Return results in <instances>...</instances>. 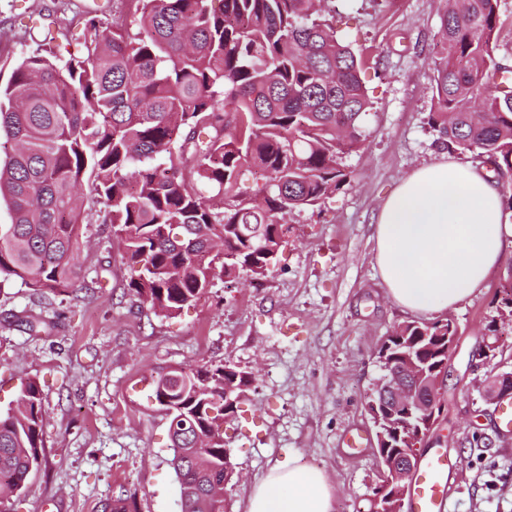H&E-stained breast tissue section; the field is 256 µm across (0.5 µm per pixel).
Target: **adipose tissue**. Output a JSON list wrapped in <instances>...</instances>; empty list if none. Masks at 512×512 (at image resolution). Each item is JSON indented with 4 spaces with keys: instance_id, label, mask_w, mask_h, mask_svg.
Wrapping results in <instances>:
<instances>
[{
    "instance_id": "obj_1",
    "label": "adipose tissue",
    "mask_w": 512,
    "mask_h": 512,
    "mask_svg": "<svg viewBox=\"0 0 512 512\" xmlns=\"http://www.w3.org/2000/svg\"><path fill=\"white\" fill-rule=\"evenodd\" d=\"M510 239L497 187L476 167L445 157L403 179L375 226L389 296L422 317L481 293ZM332 500L321 471L276 467L255 485L248 512H332Z\"/></svg>"
}]
</instances>
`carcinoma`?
<instances>
[{
    "instance_id": "cac0c4a2",
    "label": "carcinoma",
    "mask_w": 512,
    "mask_h": 512,
    "mask_svg": "<svg viewBox=\"0 0 512 512\" xmlns=\"http://www.w3.org/2000/svg\"><path fill=\"white\" fill-rule=\"evenodd\" d=\"M91 0L78 27L83 51L62 61L53 47L13 67L0 86V276L33 296L89 288L78 271L83 218L78 187L105 205L128 288L172 317L217 278L266 277L268 256L288 245V214L315 207L349 184L344 156L361 146L369 101L361 58L321 18L322 0ZM500 0H445L429 66L428 124L452 152L486 158L512 176V87L494 35ZM247 169L262 173L251 190ZM218 189L219 202L197 185ZM450 319L408 322L398 335L434 366L446 359ZM158 373L153 397L169 417L181 512H224L212 490L224 481V433L209 417L224 379H252L230 363ZM46 425L40 384L22 383L0 414V512L38 467Z\"/></svg>"
}]
</instances>
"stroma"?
<instances>
[{"label": "stroma", "mask_w": 512, "mask_h": 512, "mask_svg": "<svg viewBox=\"0 0 512 512\" xmlns=\"http://www.w3.org/2000/svg\"><path fill=\"white\" fill-rule=\"evenodd\" d=\"M52 0H0V84L39 49ZM444 0H328L337 37L361 54L370 107L362 144L345 155L349 185L319 206L293 212L278 266L262 281H214L172 317L140 307L126 285L102 204L84 199L82 272L100 281L89 296L40 299L0 278V413L20 384L37 379L46 425L44 459L14 512H107L119 491L129 512H180L169 419L151 396L152 378L177 366L230 363L252 373L224 430L234 474L226 512H247L255 482L276 465L323 471L333 512H369L381 472L366 397L382 375L374 353L413 316L387 294L375 260L381 205L441 148L427 124L426 63ZM512 282V242L482 293L446 310L459 327L441 389L444 411L429 448L461 456L446 512H512V436H499L485 383L512 372V326L497 316ZM49 322L27 330L26 319ZM489 357L479 358L486 344ZM358 431L362 447L346 438Z\"/></svg>", "instance_id": "35a3bbf8"}]
</instances>
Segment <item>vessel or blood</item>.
I'll return each mask as SVG.
<instances>
[{"instance_id": "vessel-or-blood-1", "label": "vessel or blood", "mask_w": 512, "mask_h": 512, "mask_svg": "<svg viewBox=\"0 0 512 512\" xmlns=\"http://www.w3.org/2000/svg\"><path fill=\"white\" fill-rule=\"evenodd\" d=\"M458 468L457 459L447 449H429L407 490V512H445Z\"/></svg>"}]
</instances>
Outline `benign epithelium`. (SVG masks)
I'll return each instance as SVG.
<instances>
[{"instance_id":"benign-epithelium-1","label":"benign epithelium","mask_w":512,"mask_h":512,"mask_svg":"<svg viewBox=\"0 0 512 512\" xmlns=\"http://www.w3.org/2000/svg\"><path fill=\"white\" fill-rule=\"evenodd\" d=\"M384 374L377 382L380 388L379 402H370L371 406L380 405L385 410V417L372 411L376 428L377 446H382L386 435L394 429L392 411L403 408L406 412L416 411L419 425L416 426L418 437L432 433L441 412L440 388L445 377L444 365L437 367L438 373L427 372L417 366L411 356L395 363L379 358ZM512 383V375L504 373L497 377V383L488 384L485 389L486 399L498 403L503 399V389ZM415 452L406 451L391 458L382 459V494L384 497L373 499L372 512H398V506L404 496L408 481L415 469Z\"/></svg>"}]
</instances>
